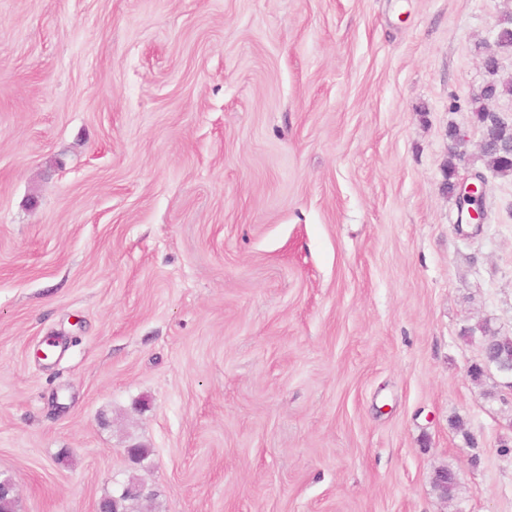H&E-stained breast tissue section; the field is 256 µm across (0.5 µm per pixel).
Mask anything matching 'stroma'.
<instances>
[{
	"label": "stroma",
	"mask_w": 512,
	"mask_h": 512,
	"mask_svg": "<svg viewBox=\"0 0 512 512\" xmlns=\"http://www.w3.org/2000/svg\"><path fill=\"white\" fill-rule=\"evenodd\" d=\"M508 17L0 0L17 512H95L130 479L137 512H512V388L468 374L469 329L512 338V174L470 106L512 83ZM450 162L484 174L485 224H460Z\"/></svg>",
	"instance_id": "obj_1"
}]
</instances>
